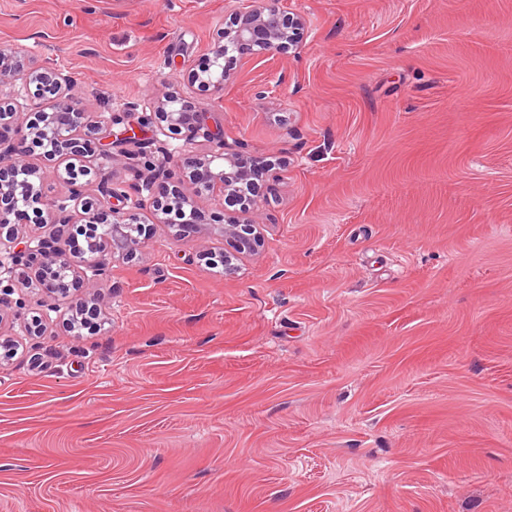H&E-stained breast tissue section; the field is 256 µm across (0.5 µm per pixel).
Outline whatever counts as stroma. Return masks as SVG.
<instances>
[{"label": "stroma", "instance_id": "obj_1", "mask_svg": "<svg viewBox=\"0 0 512 512\" xmlns=\"http://www.w3.org/2000/svg\"><path fill=\"white\" fill-rule=\"evenodd\" d=\"M245 0H0L98 119L188 90ZM300 44L192 95L276 164L110 261L101 323L0 364V512H512V0H282Z\"/></svg>", "mask_w": 512, "mask_h": 512}]
</instances>
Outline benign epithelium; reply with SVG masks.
<instances>
[{"mask_svg":"<svg viewBox=\"0 0 512 512\" xmlns=\"http://www.w3.org/2000/svg\"><path fill=\"white\" fill-rule=\"evenodd\" d=\"M303 28L301 17L283 10L280 0H248L246 7L233 13L219 28L211 64L191 74V87L206 95L222 91L238 59L284 54L300 42ZM18 83L24 92V103L7 104L0 96V170H8L7 177L0 178V230L12 228L8 243L0 241V330L8 321L13 327L19 326L26 336L44 333V319L25 317L21 313L22 302L11 299L29 279L36 278L46 293L58 299L67 298L76 287L90 295L109 275V256L131 258L145 243L146 224L140 220L138 204L128 203V196L109 181L99 183L97 192L91 194L84 185L77 184V174L70 169L59 175L67 187L64 200L49 203L44 199L37 186L43 173L19 156L8 136L24 112L29 116L24 125L25 136L43 147L49 160L62 157L82 161L95 155L117 160L130 155L129 146L142 141L137 131L151 127L155 118L165 123L172 135L185 132L193 142L202 138L214 143L211 151L183 170L175 169L174 154L162 150L171 168L156 176L136 171L134 189L139 195L148 192L155 211L163 215L159 223L172 224L167 215L174 209L182 213L183 223L173 224L178 237L194 232L200 224L184 183L192 184L197 195H216L239 206L237 216L218 227L220 233L233 240V251H226L223 256L226 276L238 272L239 255L255 252L261 246L254 219L255 202L238 192V184L251 176L249 153L243 147L228 151L224 135L210 129L205 113L195 111L182 91L168 92L153 106V112L138 118L137 127L129 125L116 134L112 120L88 121V113L71 96V75L28 67L16 52L1 49L0 88ZM48 94L55 103L45 109L42 100ZM106 208L112 216L110 222L100 219ZM22 219L28 224L50 226L52 233L47 237L20 235L13 227ZM77 222L83 224L90 246L68 255L59 243L71 245L70 227ZM92 316L94 313L82 304L71 306L66 324H87Z\"/></svg>","mask_w":512,"mask_h":512,"instance_id":"7a95c632","label":"benign epithelium"}]
</instances>
